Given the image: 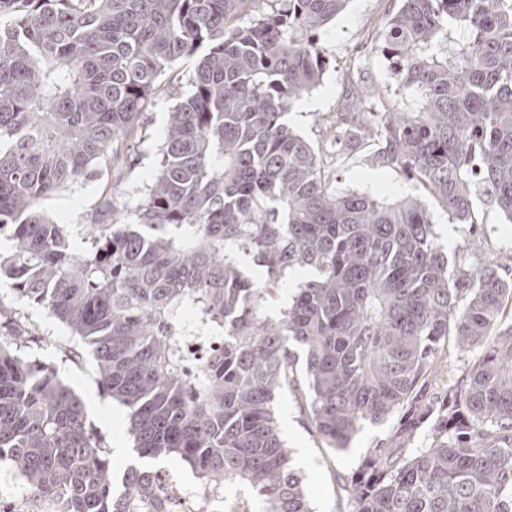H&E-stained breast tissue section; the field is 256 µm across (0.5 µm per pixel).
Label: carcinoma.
Wrapping results in <instances>:
<instances>
[{
	"instance_id": "1",
	"label": "carcinoma",
	"mask_w": 512,
	"mask_h": 512,
	"mask_svg": "<svg viewBox=\"0 0 512 512\" xmlns=\"http://www.w3.org/2000/svg\"><path fill=\"white\" fill-rule=\"evenodd\" d=\"M348 0H0V288L44 306L84 341L105 393L127 408L141 457L176 456L227 512H313L275 416L303 388L326 445L397 410L385 448L352 477V512H512V280L450 268L413 197L331 188L285 121L326 66L317 31ZM464 43L448 46V23ZM398 93L323 117L355 150L422 186L454 224L474 194L512 221V0H400L382 32ZM195 62L170 113L137 223L89 225L70 246L42 209L82 177L120 174L123 147L174 64ZM168 226L182 237L167 236ZM250 253L259 275L244 272ZM304 270L276 320L279 280ZM224 341L205 362L187 345ZM485 353L440 393L445 345ZM434 418L430 442L414 447ZM0 462L56 512H178L157 472L109 461L81 399L0 342Z\"/></svg>"
}]
</instances>
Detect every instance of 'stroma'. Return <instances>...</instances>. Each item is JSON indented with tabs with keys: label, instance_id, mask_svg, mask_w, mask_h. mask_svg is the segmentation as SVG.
<instances>
[{
	"label": "stroma",
	"instance_id": "stroma-1",
	"mask_svg": "<svg viewBox=\"0 0 512 512\" xmlns=\"http://www.w3.org/2000/svg\"><path fill=\"white\" fill-rule=\"evenodd\" d=\"M397 7V0H349L347 7L321 33L320 45L329 64L319 84L291 110L288 123L326 159L333 187L389 201L406 196L419 198L429 210L438 240L449 257L472 268L485 261L508 264L512 261V223L484 199L475 201L483 234L474 247H466L465 226L449 222L447 212L426 190L406 182L390 168L377 165L369 154L338 156L335 141L324 130L323 116L344 107L358 88L372 94H394L392 70L376 44L384 18ZM192 66L189 59L177 63L176 68L182 73L180 80L162 76L161 89L139 129L134 161L112 187L114 197L125 207V222L135 220L134 206L156 170L168 115L189 91L186 77ZM103 185L100 175L82 179L43 203L53 220L66 226L75 250L85 248L89 224L110 221L101 212ZM0 303L8 306L10 315L9 321L0 320V340L9 337L12 323L19 322L28 328L31 339L15 344V352L51 368L80 397L87 427L105 446L114 480H121L127 468L139 463L140 458L129 433L128 411L102 390L94 357L43 306L5 289H0ZM275 411L281 436L292 452L294 467L304 478V489L314 512H350V477L369 451L388 444L400 420L399 414H392L381 423H364L348 449L337 454L316 435L310 411L297 390H281Z\"/></svg>",
	"mask_w": 512,
	"mask_h": 512
}]
</instances>
